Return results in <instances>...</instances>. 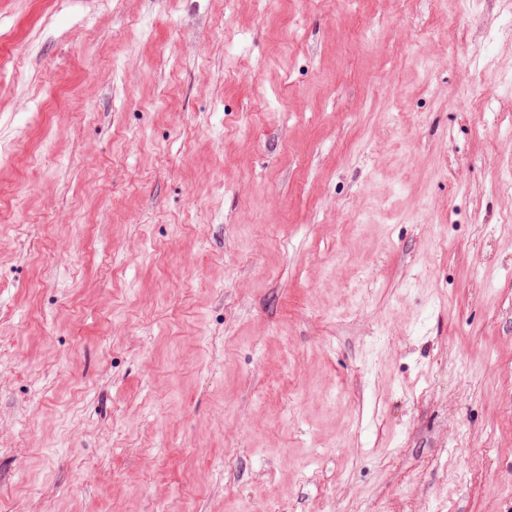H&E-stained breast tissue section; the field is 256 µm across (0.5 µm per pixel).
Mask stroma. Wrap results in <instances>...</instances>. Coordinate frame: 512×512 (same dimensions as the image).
<instances>
[{
  "mask_svg": "<svg viewBox=\"0 0 512 512\" xmlns=\"http://www.w3.org/2000/svg\"><path fill=\"white\" fill-rule=\"evenodd\" d=\"M460 7L0 0V512H512V7Z\"/></svg>",
  "mask_w": 512,
  "mask_h": 512,
  "instance_id": "stroma-1",
  "label": "stroma"
}]
</instances>
